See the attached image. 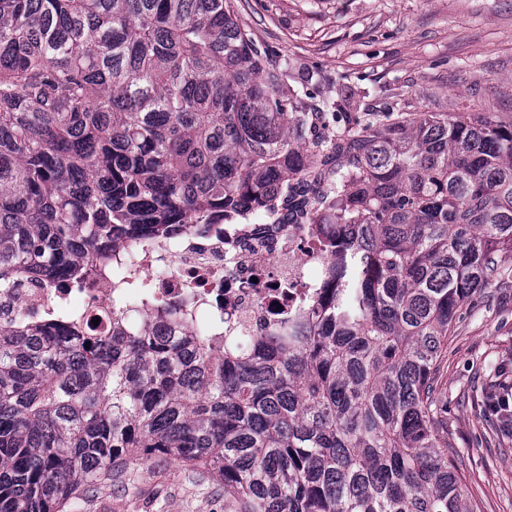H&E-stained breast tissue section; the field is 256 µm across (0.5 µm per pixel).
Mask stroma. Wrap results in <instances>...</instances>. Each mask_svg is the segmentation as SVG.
Returning <instances> with one entry per match:
<instances>
[{
	"label": "stroma",
	"instance_id": "1",
	"mask_svg": "<svg viewBox=\"0 0 512 512\" xmlns=\"http://www.w3.org/2000/svg\"><path fill=\"white\" fill-rule=\"evenodd\" d=\"M255 42L293 77L370 89L378 110L491 112L512 123V0H235ZM512 385V280L455 326L437 397L474 512H512V434L486 409ZM84 512H224V490L167 461H130L98 484Z\"/></svg>",
	"mask_w": 512,
	"mask_h": 512
}]
</instances>
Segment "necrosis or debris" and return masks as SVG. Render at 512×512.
Listing matches in <instances>:
<instances>
[{
  "label": "necrosis or debris",
  "instance_id": "4bbe7bcc",
  "mask_svg": "<svg viewBox=\"0 0 512 512\" xmlns=\"http://www.w3.org/2000/svg\"><path fill=\"white\" fill-rule=\"evenodd\" d=\"M317 239L307 227L275 224L252 210L231 224L180 226L150 249L136 243L114 249L111 261L90 266L85 287L69 289V304L98 319L104 332L143 329L157 316L151 304L112 312L111 264L125 262L151 283L153 301L168 312L162 323L172 338L200 330L249 336L256 324L286 317L328 279L331 257ZM56 295L49 286L0 295V324L14 325L21 316L40 324Z\"/></svg>",
  "mask_w": 512,
  "mask_h": 512
}]
</instances>
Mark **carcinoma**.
<instances>
[{"label":"carcinoma","instance_id":"1","mask_svg":"<svg viewBox=\"0 0 512 512\" xmlns=\"http://www.w3.org/2000/svg\"><path fill=\"white\" fill-rule=\"evenodd\" d=\"M234 0H0V294L83 280L243 209L330 226L329 279L269 331L103 336L60 299L0 326V512H84L179 460L224 512H473L434 382L512 260V123L301 89ZM116 315L146 295L114 276Z\"/></svg>","mask_w":512,"mask_h":512}]
</instances>
